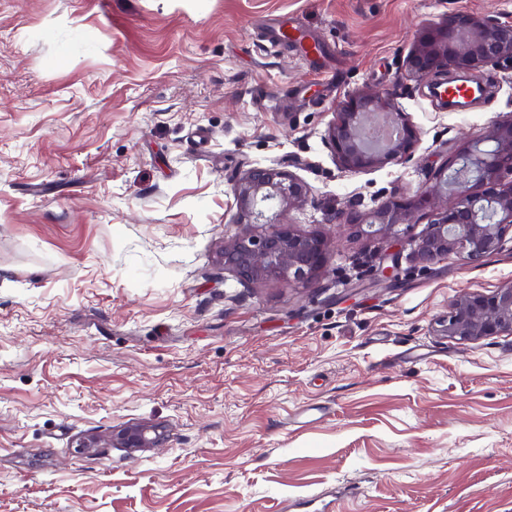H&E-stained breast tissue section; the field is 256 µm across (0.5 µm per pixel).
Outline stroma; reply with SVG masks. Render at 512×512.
Masks as SVG:
<instances>
[{
    "label": "stroma",
    "instance_id": "1",
    "mask_svg": "<svg viewBox=\"0 0 512 512\" xmlns=\"http://www.w3.org/2000/svg\"><path fill=\"white\" fill-rule=\"evenodd\" d=\"M452 10L512 0H0V512H512V336L437 330L455 295L512 280V231L425 264L426 219L336 221L512 115V72L484 68L466 111L406 77ZM284 16L318 55L270 45ZM383 88L414 152L341 172L336 107ZM267 166L309 185L288 221L332 244L303 286L219 260L236 180ZM130 423L163 446L76 453Z\"/></svg>",
    "mask_w": 512,
    "mask_h": 512
}]
</instances>
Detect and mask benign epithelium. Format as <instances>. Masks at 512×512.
<instances>
[{"instance_id":"7a95c632","label":"benign epithelium","mask_w":512,"mask_h":512,"mask_svg":"<svg viewBox=\"0 0 512 512\" xmlns=\"http://www.w3.org/2000/svg\"><path fill=\"white\" fill-rule=\"evenodd\" d=\"M404 65L406 76L419 83L447 74L466 82L489 65L512 71V18L450 12L421 35ZM377 114L390 117L396 131L382 145L368 140L367 121ZM327 142L343 172L360 173L406 160L417 130L393 92L362 91L337 105ZM482 142L492 143V149H479ZM233 192L236 223L249 230L224 240V269L248 282H310L324 266L331 243L317 233H300L285 220L289 210L306 204L309 186L289 171L257 167L236 181ZM418 213L429 218L428 227L408 244L422 263L450 254L475 263L499 250L512 231V116L494 122L477 142L447 159L414 196L392 197L364 216L340 210L336 223L349 224L358 234L387 235L399 225L414 226ZM439 325L444 336L460 342L511 336L512 281L490 295L459 294ZM163 439L160 427L134 424L112 434V447L142 452Z\"/></svg>"}]
</instances>
